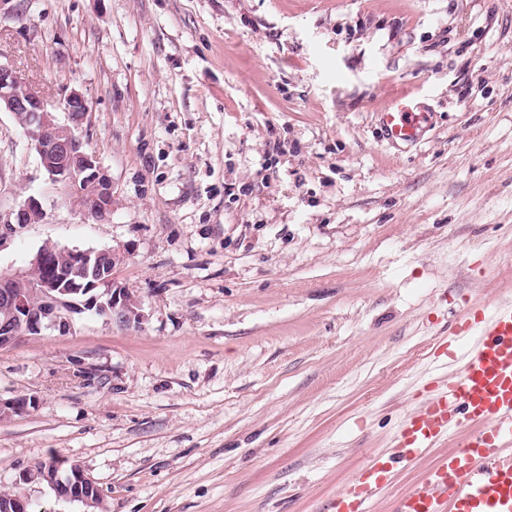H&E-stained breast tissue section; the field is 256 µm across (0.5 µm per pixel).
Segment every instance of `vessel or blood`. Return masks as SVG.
Wrapping results in <instances>:
<instances>
[{
  "label": "vessel or blood",
  "mask_w": 512,
  "mask_h": 512,
  "mask_svg": "<svg viewBox=\"0 0 512 512\" xmlns=\"http://www.w3.org/2000/svg\"><path fill=\"white\" fill-rule=\"evenodd\" d=\"M429 119L422 102L402 95L378 114L393 144L419 141ZM453 340L464 348L449 361L452 373L404 415L391 448L374 453L327 512H371L397 464L457 433V448L405 492L393 512H512V302L469 306L436 351H447Z\"/></svg>",
  "instance_id": "b4317fda"
}]
</instances>
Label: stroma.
Listing matches in <instances>:
<instances>
[{
  "label": "stroma",
  "mask_w": 512,
  "mask_h": 512,
  "mask_svg": "<svg viewBox=\"0 0 512 512\" xmlns=\"http://www.w3.org/2000/svg\"><path fill=\"white\" fill-rule=\"evenodd\" d=\"M0 63L49 111L84 95L114 194L91 216L0 112V275L112 248L145 315L0 350V398L37 401L0 420V491L35 512H88L18 484L54 454L107 512H321L447 375L449 324L512 298V0H0ZM400 94L414 144L377 122ZM377 116L390 143H416L425 129L423 125L430 119V112L418 99L401 95L394 97Z\"/></svg>",
  "instance_id": "obj_1"
}]
</instances>
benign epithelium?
<instances>
[{
  "label": "benign epithelium",
  "mask_w": 512,
  "mask_h": 512,
  "mask_svg": "<svg viewBox=\"0 0 512 512\" xmlns=\"http://www.w3.org/2000/svg\"><path fill=\"white\" fill-rule=\"evenodd\" d=\"M11 113L31 137L40 163L55 181L69 185L78 202L93 217L104 220L112 213V182L96 157L88 153L76 135L89 112L86 99L77 91L62 102L64 119L47 108L15 68L0 63V111ZM42 217L39 201L27 198L16 214V223L32 224ZM121 252L114 249H69L45 245L22 273L0 276V306L6 320L0 323V349L27 336L70 332L72 314L88 310L122 325L140 324V305L113 275ZM30 398L0 400V419L23 414L35 406ZM23 482L42 481L59 499L87 507L104 508L96 483L77 465L37 464L20 475ZM28 498L0 493V512H29Z\"/></svg>",
  "instance_id": "1"
}]
</instances>
